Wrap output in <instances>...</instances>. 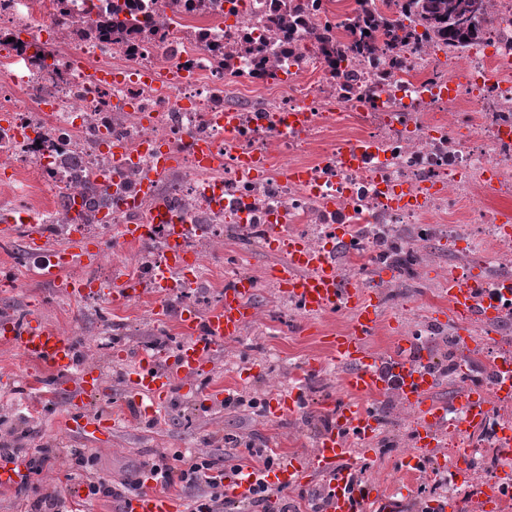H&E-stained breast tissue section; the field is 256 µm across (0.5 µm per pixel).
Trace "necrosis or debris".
Listing matches in <instances>:
<instances>
[{
    "mask_svg": "<svg viewBox=\"0 0 512 512\" xmlns=\"http://www.w3.org/2000/svg\"><path fill=\"white\" fill-rule=\"evenodd\" d=\"M461 43L418 0H0V165L41 193L105 184L104 262L132 285L172 243L299 238L346 285L408 288L448 249L437 287L474 270L494 320L455 375L482 387V425L459 400L448 447L397 451L394 490L424 512H512V0H478ZM37 20L42 37L26 28ZM397 40H390L389 31ZM206 145L220 164L200 170ZM125 151L115 159L112 150ZM140 224L126 244L119 230ZM136 260L123 264L127 252ZM490 375L475 376L477 359Z\"/></svg>",
    "mask_w": 512,
    "mask_h": 512,
    "instance_id": "necrosis-or-debris-1",
    "label": "necrosis or debris"
}]
</instances>
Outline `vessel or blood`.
<instances>
[{
    "instance_id": "1",
    "label": "vessel or blood",
    "mask_w": 512,
    "mask_h": 512,
    "mask_svg": "<svg viewBox=\"0 0 512 512\" xmlns=\"http://www.w3.org/2000/svg\"><path fill=\"white\" fill-rule=\"evenodd\" d=\"M283 246L288 259L280 263L277 276L282 296L296 298L312 315L344 310L350 313L345 328L325 343L329 361L345 370L347 396L332 404L335 421L318 437L309 465L286 459L265 472L264 479L278 488L303 483L309 474L322 479L330 489L321 512H371L372 504L379 501L378 487L372 483L356 485L351 469L343 465L351 440H369L379 429L378 418L368 410L366 401L396 391L415 411L418 448L429 451L443 447L448 438V428L440 420L442 406L433 398L436 382L430 373L418 368L416 358L409 353L412 343L406 338H399L389 365L371 357L367 344L378 329L376 303L364 289L346 287L337 266L328 259L308 251L295 240L284 241ZM468 280L465 273L448 279V302L461 317L479 312ZM254 295L253 282L240 278L225 284L224 299L210 315L201 316L192 307L183 310L179 328L184 340L174 360L162 368L156 357L141 355L129 376L131 398L142 414L154 415L174 382L192 380L207 372L220 344L238 336L253 317L250 301ZM0 341L16 345L58 376H69L75 365L70 340L45 325L11 327L0 331ZM65 422L93 437L106 434L112 427L110 420L86 414L77 406L70 408ZM26 476L24 459L2 463L0 489L17 487ZM253 484V477L246 472H226L224 496L234 501L248 500ZM122 512H184V507L172 494L148 485L124 505Z\"/></svg>"
}]
</instances>
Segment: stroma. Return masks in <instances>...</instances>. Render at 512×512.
I'll return each instance as SVG.
<instances>
[{
  "label": "stroma",
  "instance_id": "obj_1",
  "mask_svg": "<svg viewBox=\"0 0 512 512\" xmlns=\"http://www.w3.org/2000/svg\"><path fill=\"white\" fill-rule=\"evenodd\" d=\"M10 183L7 173L0 171V277L13 282L12 287L0 288V323L22 325L32 319L70 336L79 361L99 372L104 390L84 395L75 382L57 383L19 348L0 342V445L52 452L49 466L31 475L25 495L0 490V512H23L27 501L43 496L64 499L67 512L76 507L81 512H119L124 502L120 496L75 504L70 490L85 474L72 466L68 455L72 448L93 453L98 476L117 484L137 478L149 460L162 458L176 466L190 451L226 466L251 467L259 463L251 453L255 447L274 451L280 458L313 449L316 436L331 424L322 406L335 397L343 372L327 366L311 374L307 362L323 356L321 337L341 329L345 318L299 314L278 288L267 283L255 296V317L239 338L224 342L209 374L196 385L175 386L155 415L140 416L128 390L132 358L142 352L176 355L182 341L181 302H168V333L161 336L156 331L152 292L116 307L104 299L72 297L65 288L72 278L99 276L98 268L78 266L61 270L56 280L42 278L41 265L30 257L20 226L9 219L27 205ZM409 294L412 302L405 309L387 289L378 291L380 326L369 342V352L377 360L389 361L398 328L439 314L442 296L431 276L419 280ZM117 348L126 351V359L114 357ZM299 383L306 389L302 413L280 419L267 413L269 401ZM210 389L218 390L219 398H207ZM78 396L88 413L114 418L109 441L94 445L75 431H63L67 405ZM375 404L386 427L373 441L352 442L347 463L369 466L373 483L387 491L394 479L392 451L399 446L395 425L405 405L399 400L387 405L382 396Z\"/></svg>",
  "mask_w": 512,
  "mask_h": 512
}]
</instances>
